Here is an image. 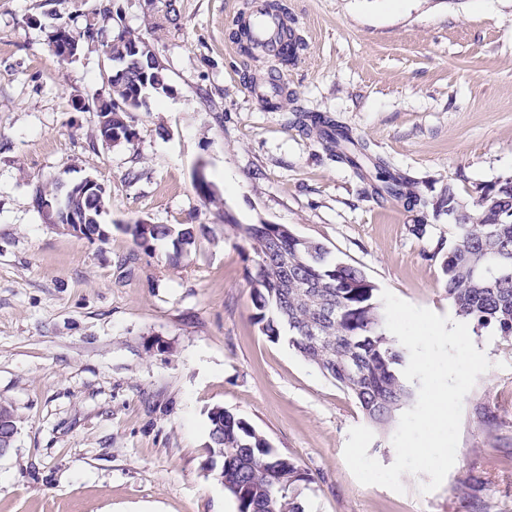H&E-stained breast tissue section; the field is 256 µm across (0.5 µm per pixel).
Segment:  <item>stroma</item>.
Segmentation results:
<instances>
[{"label": "stroma", "mask_w": 512, "mask_h": 512, "mask_svg": "<svg viewBox=\"0 0 512 512\" xmlns=\"http://www.w3.org/2000/svg\"><path fill=\"white\" fill-rule=\"evenodd\" d=\"M95 0H0V403L18 431L0 456V512H236L204 466L208 412L249 421L310 478L305 512H512V344L472 341L493 369L463 401L456 461L435 491L360 484L343 450L364 424L355 400L252 320L253 253L240 224H284L381 290L452 316L438 249L442 201L471 210L512 177V0H282L305 48L288 65L236 50L250 0H113L168 77L131 141L95 138L104 91L97 46L59 60L55 14L76 25ZM277 87L256 97L261 81ZM339 121L407 176L426 207L372 195L294 109ZM203 170L221 207L194 185ZM93 175L110 237L44 224L38 181ZM203 224L179 263L145 254L122 226ZM427 227L424 237L414 224Z\"/></svg>", "instance_id": "35a3bbf8"}]
</instances>
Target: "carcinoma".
Returning a JSON list of instances; mask_svg holds the SVG:
<instances>
[{
  "instance_id": "cac0c4a2",
  "label": "carcinoma",
  "mask_w": 512,
  "mask_h": 512,
  "mask_svg": "<svg viewBox=\"0 0 512 512\" xmlns=\"http://www.w3.org/2000/svg\"><path fill=\"white\" fill-rule=\"evenodd\" d=\"M77 47L96 45L104 55L125 60L126 74L108 81L104 93L93 96L94 111L109 112L112 128L123 130L138 93L168 91L164 68L139 70L129 48L147 47L145 38L122 25L112 0H98L72 30ZM302 123L314 130L324 149L363 174L371 158L366 144L329 117L304 115ZM374 195L401 200L408 206H427L412 189L411 180L377 167ZM448 214L456 216L448 251L441 256L445 289L456 317L472 326L475 334L494 329L512 341V179L505 178L480 189L475 208L458 213V198L448 189ZM81 205L87 215L85 239L102 240L97 233L99 200L87 197ZM253 252L250 272L253 320L270 341L283 337L305 360L332 378L357 402L370 425L383 429L392 424L412 400L413 390L400 367L405 352L388 334L385 311L377 288L358 268L331 256L319 242L301 241L285 234L277 224L236 225ZM204 224L133 223L134 243L149 253L167 243L169 260L178 262L205 233ZM288 255V276L278 270V253ZM322 282L324 287L306 285ZM334 308L332 318L321 319V306ZM320 325L317 338L306 337ZM360 361L359 372L349 376L342 361L349 355ZM206 457L224 461L219 481L236 503L237 512H304L300 486L308 473L293 460L277 453L268 439L245 419L214 407L208 412Z\"/></svg>"
}]
</instances>
